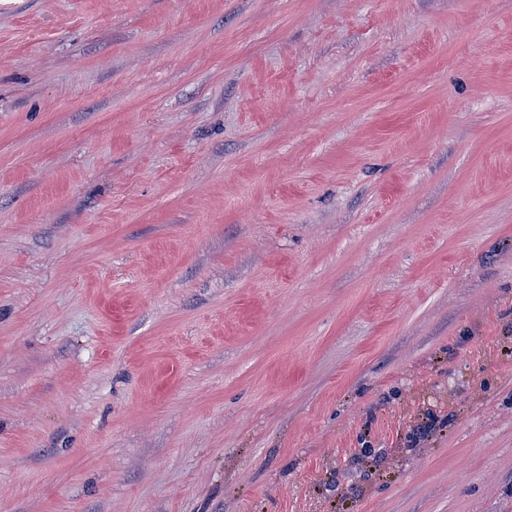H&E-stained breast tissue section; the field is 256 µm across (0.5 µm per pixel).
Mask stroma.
<instances>
[{
  "label": "stroma",
  "instance_id": "obj_1",
  "mask_svg": "<svg viewBox=\"0 0 512 512\" xmlns=\"http://www.w3.org/2000/svg\"><path fill=\"white\" fill-rule=\"evenodd\" d=\"M0 512H512V0H0Z\"/></svg>",
  "mask_w": 512,
  "mask_h": 512
}]
</instances>
